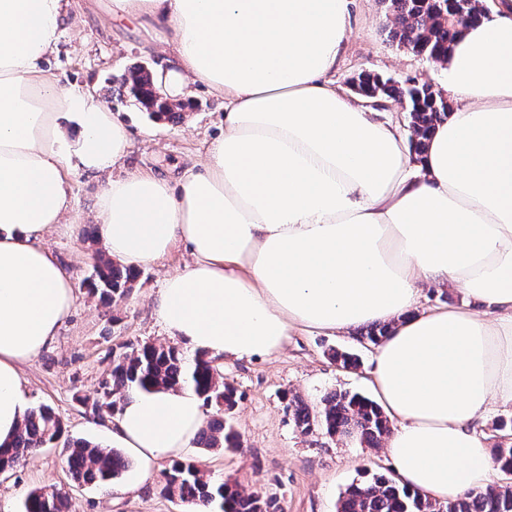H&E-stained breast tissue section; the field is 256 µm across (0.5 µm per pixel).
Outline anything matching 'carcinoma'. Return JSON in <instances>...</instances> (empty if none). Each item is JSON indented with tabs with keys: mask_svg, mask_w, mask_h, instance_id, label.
Listing matches in <instances>:
<instances>
[{
	"mask_svg": "<svg viewBox=\"0 0 512 512\" xmlns=\"http://www.w3.org/2000/svg\"><path fill=\"white\" fill-rule=\"evenodd\" d=\"M387 5L385 27L398 46L416 55L449 58L460 27L481 21L476 0H384ZM359 86L371 100L398 98L407 102L411 145L415 152L425 149L427 133L447 118L452 110L448 98L426 81L411 86L384 79L377 74L358 75ZM132 87L142 105H147L153 90L149 72L138 69ZM139 271L123 267L99 255L87 279L88 292L105 306L125 297ZM191 389L202 401L209 420L199 432V448L237 449L240 438L231 423L238 404L237 390L224 378V367L217 358L198 352L187 364L180 350L171 345L145 341L131 351L112 359L93 399H83L97 418L104 420L120 411L124 399L139 393ZM288 408L302 434L320 431L331 438H352L367 448H378L391 433L390 421L372 399L358 393L334 392L316 410L299 396L289 398ZM50 445L59 446L73 480L80 485L104 487L120 479L130 460L119 449L107 448L83 438L64 437L62 419L48 405L28 410L9 445L0 451V471L12 469ZM493 459L505 474H512V444L493 449ZM162 493L176 498L191 512H283L280 499L257 492L246 493L238 484L215 483L200 461L194 458L172 461L165 474ZM68 497L56 489L30 492L20 512H69ZM336 512H512V486L503 485L484 492H469L446 503L432 501L384 474L354 482L340 497Z\"/></svg>",
	"mask_w": 512,
	"mask_h": 512,
	"instance_id": "carcinoma-1",
	"label": "carcinoma"
}]
</instances>
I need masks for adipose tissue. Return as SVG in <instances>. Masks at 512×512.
Instances as JSON below:
<instances>
[{"instance_id":"ef3b65f1","label":"adipose tissue","mask_w":512,"mask_h":512,"mask_svg":"<svg viewBox=\"0 0 512 512\" xmlns=\"http://www.w3.org/2000/svg\"><path fill=\"white\" fill-rule=\"evenodd\" d=\"M163 25L157 90L205 88L224 122L177 181L113 176L129 135L79 87H59L70 0H0V445L26 410L19 368L74 304L44 246L65 224L68 176L105 178L99 235L138 269L176 249L155 312L214 357L278 353L294 332L379 324L372 387L395 427L386 452L408 488L446 502L500 474L477 424L512 406V0L468 27L448 60L457 100L422 154L393 117L337 90L353 0H87ZM460 289L426 308L425 287ZM194 392L134 395L112 421L142 478L193 445ZM421 302L425 306H460L464 297L458 289H451L444 292H436L428 288L422 289Z\"/></svg>"}]
</instances>
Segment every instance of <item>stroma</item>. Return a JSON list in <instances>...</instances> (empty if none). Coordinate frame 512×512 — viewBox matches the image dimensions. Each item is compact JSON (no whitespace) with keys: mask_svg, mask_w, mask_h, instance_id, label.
Segmentation results:
<instances>
[{"mask_svg":"<svg viewBox=\"0 0 512 512\" xmlns=\"http://www.w3.org/2000/svg\"><path fill=\"white\" fill-rule=\"evenodd\" d=\"M383 0H355L352 34L331 75L337 87L363 71L385 78H417L445 90L444 64L414 55L389 40L383 27ZM162 26L138 32L136 23L112 20L74 0L70 22L48 75L61 86L79 85L93 100L110 106L130 135L123 170H143L177 179L201 162L206 143L218 134L224 107L205 91H195L180 123L154 120L130 93L116 94L123 76L136 66L158 69L165 57L158 50ZM70 212L67 223L45 237L60 263L73 276L74 305L54 341L21 368L28 407L47 404L63 420L71 437L105 445L112 442V425L100 422L82 400L95 396L102 373L113 354L126 345L153 341L176 346L186 359L194 349L171 336L155 313V303L166 276L189 260L176 250L156 264L141 268L130 294L112 306H102L83 285L104 246L96 234L95 205L104 185L96 177L75 172L68 178ZM359 331L299 333L274 356L224 360V377L234 385L240 402L232 423L242 443L239 451L186 449L201 459L214 481H236L246 492L277 493L285 512H336L340 494L367 470L395 476L396 468L382 450L358 442L307 435L296 430L285 397L300 395L313 408L332 391L372 396L370 372L375 345L360 343ZM358 356L354 368L332 359L331 349ZM168 460L156 465L152 476L138 482L128 471L112 487L88 489L74 483L58 449L46 448L29 457L24 467L0 474V512H18L33 490L54 487L66 493L71 512H182L161 493Z\"/></svg>","mask_w":512,"mask_h":512,"instance_id":"stroma-1","label":"stroma"}]
</instances>
